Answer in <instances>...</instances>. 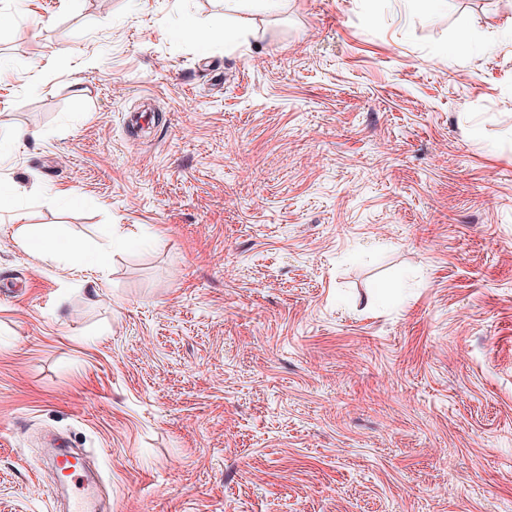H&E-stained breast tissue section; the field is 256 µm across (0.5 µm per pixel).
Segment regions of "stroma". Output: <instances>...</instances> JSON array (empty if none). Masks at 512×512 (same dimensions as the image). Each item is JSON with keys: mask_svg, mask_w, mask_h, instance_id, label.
I'll return each instance as SVG.
<instances>
[{"mask_svg": "<svg viewBox=\"0 0 512 512\" xmlns=\"http://www.w3.org/2000/svg\"><path fill=\"white\" fill-rule=\"evenodd\" d=\"M3 182L0 512H512L504 0H0ZM15 245L40 258L64 259L71 267L93 264L92 254L76 240L67 237H41L30 232L28 225L20 224L14 234ZM56 466L65 475L66 482L71 485L74 499L71 501V512H95L94 491L85 485L84 480L79 483L78 492L73 491V481L83 477L85 473L84 458L70 451H61L57 457Z\"/></svg>", "mask_w": 512, "mask_h": 512, "instance_id": "35a3bbf8", "label": "stroma"}]
</instances>
